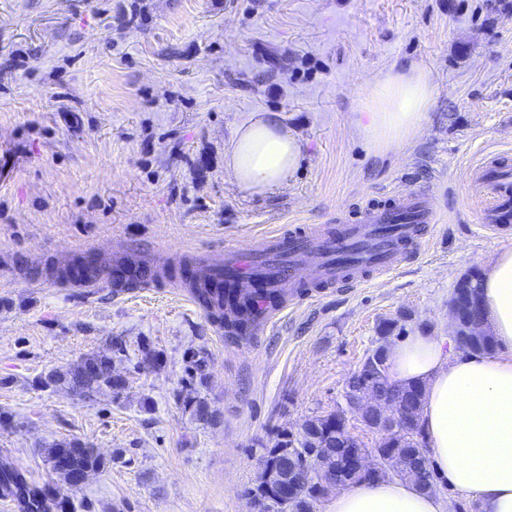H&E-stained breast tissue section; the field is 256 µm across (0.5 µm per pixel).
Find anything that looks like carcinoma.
<instances>
[{"instance_id": "carcinoma-1", "label": "carcinoma", "mask_w": 512, "mask_h": 512, "mask_svg": "<svg viewBox=\"0 0 512 512\" xmlns=\"http://www.w3.org/2000/svg\"><path fill=\"white\" fill-rule=\"evenodd\" d=\"M172 276H180L191 285L195 300L208 312L212 321L220 328L229 329L228 338L239 340L238 327L230 318V313L243 314L249 305L247 294L237 289L218 288L212 285L197 284V277L186 267L173 269ZM477 279L474 273L463 275L454 288L450 304L464 307L470 300L477 298L473 282ZM457 333L468 336L466 344L473 351H488L493 347L492 337L485 330L473 334L470 322L456 319ZM68 383L79 391H88L108 387L113 390L125 386V381L112 374V359L106 356H90L68 373ZM373 387L384 393H399L407 403L405 421L400 431H391L387 418L378 411L366 412L364 426L381 433V440L373 448L367 449L369 459L364 468L348 470L342 474V484L350 485L362 481H375L388 477L391 472L385 466V460L397 461L393 470L395 476L416 484L424 491L435 488L434 472L431 462L422 443L424 433L420 425L423 388L417 385L398 387L391 384L388 378H379ZM303 453L314 454V460L325 471H334L339 466L346 452L345 444L350 447L363 446V443L350 435L347 426L340 419V413L334 412L326 416L315 417L303 426ZM293 443V434L285 431L271 448L266 449L262 456L265 464L279 476L298 477L292 497L284 505L276 494L260 486L251 490L258 512H314L315 504L332 491V486H324L318 481L303 477L305 459L298 456L288 457L289 445ZM69 459L71 469L98 472L105 465V458L96 449L78 440H63L46 449L45 463L52 473L58 477L65 475L58 472L57 461L60 454ZM0 498L9 499L16 504L18 512H63L59 501L49 488L28 480L26 474L17 468L0 467Z\"/></svg>"}]
</instances>
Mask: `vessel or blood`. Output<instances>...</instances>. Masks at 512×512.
<instances>
[{
  "label": "vessel or blood",
  "instance_id": "vessel-or-blood-1",
  "mask_svg": "<svg viewBox=\"0 0 512 512\" xmlns=\"http://www.w3.org/2000/svg\"><path fill=\"white\" fill-rule=\"evenodd\" d=\"M479 179L489 195L481 222L485 229L495 232L512 221V173L486 165L480 169ZM395 214L400 217L396 224L391 221ZM437 214L432 197L393 191L356 215L338 219L333 230L294 224L244 248L226 251L221 262L201 255L195 262L207 276L226 275L244 285L260 276L276 289L277 305L258 300L252 306L254 331L262 334L297 299L315 297L322 288L363 286L398 270L417 245L418 227L436 223ZM111 271L106 265L87 277L70 278L56 269L48 272L45 280L88 291L106 281L119 289L127 287V280L112 277Z\"/></svg>",
  "mask_w": 512,
  "mask_h": 512
}]
</instances>
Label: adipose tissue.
Here are the masks:
<instances>
[{
  "label": "adipose tissue",
  "instance_id": "adipose-tissue-1",
  "mask_svg": "<svg viewBox=\"0 0 512 512\" xmlns=\"http://www.w3.org/2000/svg\"><path fill=\"white\" fill-rule=\"evenodd\" d=\"M423 70L388 72L355 126L379 153L413 136L433 97ZM305 157L298 135L274 112L239 124L224 169L251 195L287 186ZM485 329L497 352H450L442 337L415 332L388 350L389 380L424 390L421 427L436 477L476 500L480 512H512V251L500 253L477 281ZM326 512H442L436 494L407 480L350 485Z\"/></svg>",
  "mask_w": 512,
  "mask_h": 512
}]
</instances>
